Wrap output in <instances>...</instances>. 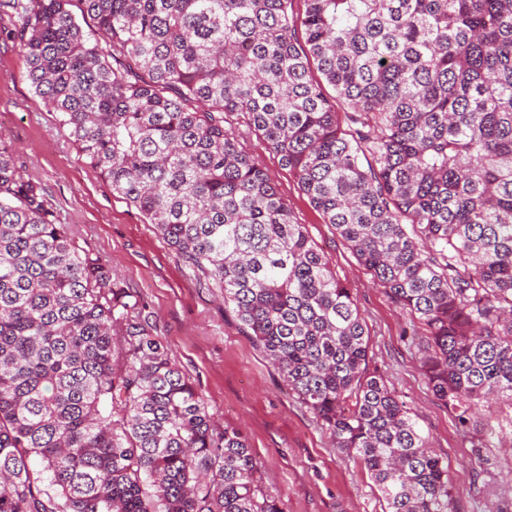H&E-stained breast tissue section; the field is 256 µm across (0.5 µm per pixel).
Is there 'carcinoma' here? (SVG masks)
<instances>
[{"label":"carcinoma","mask_w":512,"mask_h":512,"mask_svg":"<svg viewBox=\"0 0 512 512\" xmlns=\"http://www.w3.org/2000/svg\"><path fill=\"white\" fill-rule=\"evenodd\" d=\"M305 2L0 8L85 162L221 289L387 512H453L448 464L368 372L351 289L224 117L422 325L428 383L467 428L512 401V0ZM138 306L0 139V512H283Z\"/></svg>","instance_id":"obj_1"}]
</instances>
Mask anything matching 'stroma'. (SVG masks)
Listing matches in <instances>:
<instances>
[{"label":"stroma","instance_id":"obj_1","mask_svg":"<svg viewBox=\"0 0 512 512\" xmlns=\"http://www.w3.org/2000/svg\"><path fill=\"white\" fill-rule=\"evenodd\" d=\"M0 13V136L16 163L40 184L60 223L106 263L113 279L144 306L213 415L247 437L266 487L283 512H383L369 474L336 449L309 409L288 389L280 371L256 348L224 304L220 289L191 270L147 224L142 213L113 194L90 168L70 131L38 97L19 43ZM239 144L273 179L298 223L304 224L337 278L351 288L368 334V369L412 412L423 435L448 462L454 512H512V402L472 409L475 424L492 417L502 430L480 437L461 427L433 395L408 333L412 319L396 307L356 256L325 224L278 156L255 132L235 126Z\"/></svg>","mask_w":512,"mask_h":512}]
</instances>
